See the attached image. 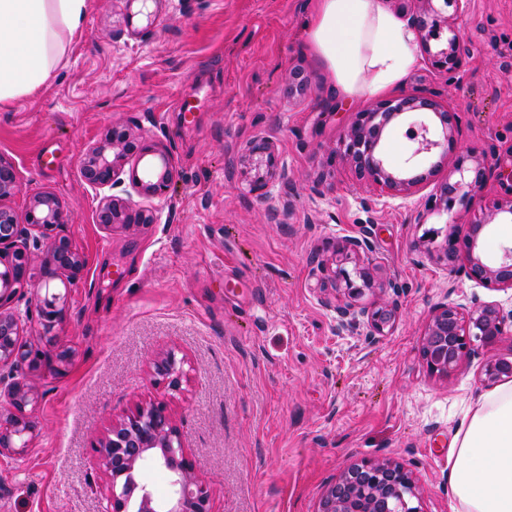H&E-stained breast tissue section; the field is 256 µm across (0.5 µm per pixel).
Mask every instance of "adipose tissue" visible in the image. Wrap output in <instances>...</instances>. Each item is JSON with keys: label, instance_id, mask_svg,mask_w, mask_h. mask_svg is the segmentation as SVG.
<instances>
[{"label": "adipose tissue", "instance_id": "adipose-tissue-1", "mask_svg": "<svg viewBox=\"0 0 512 512\" xmlns=\"http://www.w3.org/2000/svg\"><path fill=\"white\" fill-rule=\"evenodd\" d=\"M90 0H0V107L47 85ZM306 47L356 101L394 89L418 57L415 33L384 0H313ZM455 512H512V383L481 395L448 454Z\"/></svg>", "mask_w": 512, "mask_h": 512}]
</instances>
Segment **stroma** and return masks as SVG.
<instances>
[{"mask_svg": "<svg viewBox=\"0 0 512 512\" xmlns=\"http://www.w3.org/2000/svg\"><path fill=\"white\" fill-rule=\"evenodd\" d=\"M311 0H164L153 18L123 0H91L55 77L0 109V159L18 191L0 206L24 215L54 195L63 227L86 260L68 284L33 254L34 287L17 293L23 334L44 353L26 381L39 396L23 456H0V512H101L106 477L94 451L138 405L164 401L211 512H317L338 473L389 458L413 475L420 512H453L448 450L470 403L487 388L481 358L446 376L421 357L434 309L495 302L492 291L419 251L447 231L465 237L480 209L415 216L426 183L400 197L360 179L342 141L356 109L304 47ZM467 47L452 72L420 59L396 95L420 93L456 107L459 145L512 169V0H471ZM315 83L289 93L293 69ZM164 147L175 167L165 197L129 181L113 188L154 224L96 222L102 195L84 181L85 151L112 128ZM271 140L285 171L267 198L249 193L241 150ZM290 214H283L284 202ZM370 225L381 270L369 302L397 303L386 335L332 329L342 242ZM397 282L399 291L389 289ZM66 293L47 343L34 288ZM70 348L65 373L60 348ZM182 359L187 379L167 393L154 364Z\"/></svg>", "mask_w": 512, "mask_h": 512, "instance_id": "stroma-1", "label": "stroma"}]
</instances>
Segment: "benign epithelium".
Listing matches in <instances>:
<instances>
[{
	"label": "benign epithelium",
	"instance_id": "obj_1",
	"mask_svg": "<svg viewBox=\"0 0 512 512\" xmlns=\"http://www.w3.org/2000/svg\"><path fill=\"white\" fill-rule=\"evenodd\" d=\"M421 7L407 17V23L418 33L423 49L431 56L432 66L451 71L458 67L459 31L455 21L465 17L470 0H417ZM449 33L446 47L431 52L430 42L439 41ZM431 112V124L409 126L408 139L413 143L412 155L431 153L437 149L457 152L455 165L436 193L425 202V210L445 212L460 206L470 210L481 202L482 192L493 166L486 153H477L458 145L455 128L458 116L454 109L420 94H408L385 100L374 108L356 113L345 135L344 155L353 163L360 178L387 188L391 192H408L425 180L427 175L408 167H392L381 150L387 126L411 112ZM130 155L140 159H158L153 175L144 180L136 169L129 171V180L139 192L154 198L163 197L174 179L169 155L159 146L127 130L114 129L103 141L89 147L81 161V175L95 190L111 189L123 161ZM241 161L255 171L250 190L264 198L271 181L280 174L278 156L273 144L264 138L249 141ZM18 191L12 166L0 159V200ZM500 215L512 217V195L493 202L483 217L470 225L464 239L455 233L446 236L437 260L457 268L468 278L487 288H512V247L496 265L485 263L477 253L479 237L486 226ZM155 215L130 212L123 198L108 196L97 214V223L106 229L116 224H151ZM64 224L59 201L51 194L35 197L24 219L0 207V367L14 370L40 366L42 353L23 336L22 317L11 311L14 296L31 286V256L25 240L34 229L39 238L51 241L53 263L69 282L82 276L86 261L73 249L70 241L60 235ZM374 252L371 230L345 240L340 254L345 258L367 257ZM336 276L344 283V301L336 304L334 331L341 334L365 320L369 337L385 335L396 319L397 306H369L363 302L366 293L373 291L374 277L366 268L350 274L339 268ZM66 296L45 289L38 298V316L46 331H51L64 318ZM506 315L494 302H483L464 313L462 308L442 304L435 308L422 342V358L431 375H448L462 361L490 349L503 335ZM156 373L170 391L181 388L184 377L183 361L170 353L155 365ZM512 378V360L486 357L481 381L488 387ZM3 395L12 410L0 418V455H20L28 447L35 431L27 407L37 404L36 392L21 379L13 377ZM99 465L108 478L106 505L102 512H211L209 490L198 479L194 466L184 448L178 429L172 424L162 402L138 406L110 434L95 445ZM148 466H160L171 476V492L158 498L147 485L136 478ZM418 497L412 474L402 464L389 460H365L350 466L324 490L317 512H420L411 505Z\"/></svg>",
	"mask_w": 512,
	"mask_h": 512
}]
</instances>
